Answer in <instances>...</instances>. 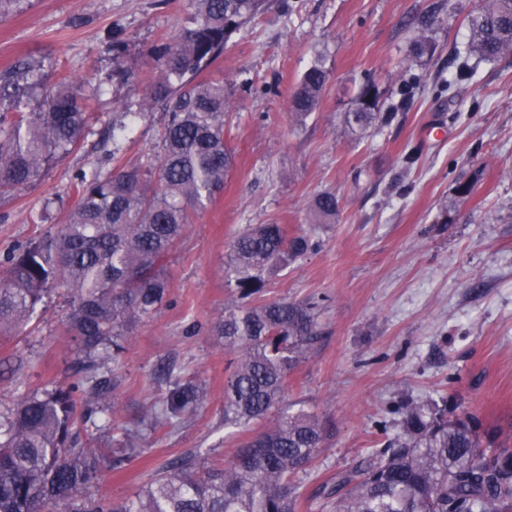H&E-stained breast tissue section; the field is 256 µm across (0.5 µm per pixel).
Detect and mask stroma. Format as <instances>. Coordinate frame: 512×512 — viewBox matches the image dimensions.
I'll return each mask as SVG.
<instances>
[{
	"instance_id": "obj_1",
	"label": "stroma",
	"mask_w": 512,
	"mask_h": 512,
	"mask_svg": "<svg viewBox=\"0 0 512 512\" xmlns=\"http://www.w3.org/2000/svg\"><path fill=\"white\" fill-rule=\"evenodd\" d=\"M481 4L268 0L231 38L212 75L232 88L224 136L234 165L223 194L171 252L162 307L125 338L113 402L95 423L133 434L134 446L87 496H131L184 454L202 469L222 464L255 432L224 423L233 357L211 332L235 303L225 260L250 224H284L319 242L266 291L324 300L319 334L289 372L284 397L291 411L314 412L329 429L298 512H321L318 487L383 448L400 430L404 405L447 400L486 429L512 431V56L467 55L465 18ZM186 18L184 0H7L0 8V73L26 62L101 90L81 149L0 196V256L64 224L75 174L106 166V151L128 164L154 151L165 123L158 108L130 139L103 137L157 73L150 48ZM117 33L126 79L112 75ZM422 33L434 52L417 58L412 42ZM318 60L330 79L300 122L289 102ZM368 81L392 118L355 135L344 114ZM464 182L472 193L456 199ZM324 191L340 201L330 224L310 209ZM67 309L65 296L50 294L32 334L0 335V413L21 394L72 382ZM170 362L205 401L179 428L139 439L141 419L166 392L158 374ZM105 433L95 445L106 447Z\"/></svg>"
}]
</instances>
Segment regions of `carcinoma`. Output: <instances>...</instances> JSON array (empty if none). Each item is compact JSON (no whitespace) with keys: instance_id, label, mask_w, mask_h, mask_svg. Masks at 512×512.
<instances>
[{"instance_id":"carcinoma-1","label":"carcinoma","mask_w":512,"mask_h":512,"mask_svg":"<svg viewBox=\"0 0 512 512\" xmlns=\"http://www.w3.org/2000/svg\"><path fill=\"white\" fill-rule=\"evenodd\" d=\"M190 14L174 42L150 55L162 63L147 81L139 108L107 136L125 139L141 114L161 105L167 115L157 151L136 165L112 161L75 175V206L52 235L8 253L0 268V335L21 332L43 299L63 290L66 333L77 343L75 381L21 396L0 414V512H294L327 430L317 415L283 411L233 458L205 470L180 457L134 496L83 499L123 455L89 445L87 424L116 386L124 337L161 306L168 288V252L224 191L233 153L224 141L231 95L206 73L231 36L260 14L266 0H186ZM469 52L485 60L512 54V0H483L466 18ZM124 41L112 43L113 72L125 74ZM329 80L319 63L301 77L291 112H314ZM97 88L62 81L47 85L39 67L20 62L0 74V193L37 181L76 151L85 137ZM377 90L367 83L345 113L364 134L380 120ZM324 223L339 201L324 192L312 201ZM318 243L291 236L284 224H255L233 240L228 286L249 303L224 313L213 335L234 355L224 383V425L265 419L287 388L288 371L318 336L320 301L261 299L268 278ZM203 401L177 379L143 426L175 428ZM401 433L376 459L336 475L317 492L325 512H512V436L493 435L468 412L401 410Z\"/></svg>"}]
</instances>
